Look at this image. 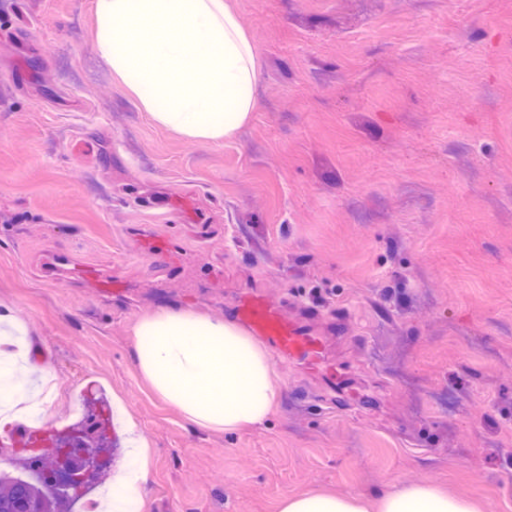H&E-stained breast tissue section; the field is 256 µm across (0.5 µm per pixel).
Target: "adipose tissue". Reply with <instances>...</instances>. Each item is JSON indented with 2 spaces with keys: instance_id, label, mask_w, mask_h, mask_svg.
<instances>
[{
  "instance_id": "ef3b65f1",
  "label": "adipose tissue",
  "mask_w": 512,
  "mask_h": 512,
  "mask_svg": "<svg viewBox=\"0 0 512 512\" xmlns=\"http://www.w3.org/2000/svg\"><path fill=\"white\" fill-rule=\"evenodd\" d=\"M92 48L154 123L200 144L230 138L256 108L257 50L228 0H95ZM135 365L189 425H267L281 396L270 354L237 324L190 308L132 327ZM279 512H477L432 481L358 493L284 496Z\"/></svg>"
}]
</instances>
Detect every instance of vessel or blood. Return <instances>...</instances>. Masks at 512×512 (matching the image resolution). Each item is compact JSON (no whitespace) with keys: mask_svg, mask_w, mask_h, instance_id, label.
I'll use <instances>...</instances> for the list:
<instances>
[{"mask_svg":"<svg viewBox=\"0 0 512 512\" xmlns=\"http://www.w3.org/2000/svg\"><path fill=\"white\" fill-rule=\"evenodd\" d=\"M236 313L240 321L279 354L306 369L321 368L324 362L322 339L307 324L284 319L275 306L254 294L239 299Z\"/></svg>","mask_w":512,"mask_h":512,"instance_id":"b4317fda","label":"vessel or blood"}]
</instances>
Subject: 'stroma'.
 <instances>
[{"label": "stroma", "instance_id": "35a3bbf8", "mask_svg": "<svg viewBox=\"0 0 512 512\" xmlns=\"http://www.w3.org/2000/svg\"><path fill=\"white\" fill-rule=\"evenodd\" d=\"M230 4L258 107L197 144L92 51L94 0H0V304L28 327L11 378H57L0 471L95 419L100 485L148 449L135 512L426 479L512 512V0ZM149 230L183 242L171 264L130 249ZM54 252L87 275L55 282ZM244 291L309 322L345 385L277 357L268 426L191 427L140 377L131 328L165 308L231 321Z\"/></svg>", "mask_w": 512, "mask_h": 512}]
</instances>
